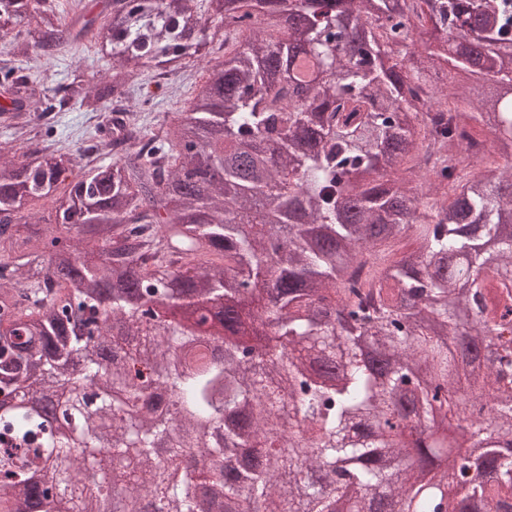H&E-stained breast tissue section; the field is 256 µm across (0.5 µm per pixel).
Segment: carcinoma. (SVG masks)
Returning <instances> with one entry per match:
<instances>
[{"instance_id": "1", "label": "carcinoma", "mask_w": 512, "mask_h": 512, "mask_svg": "<svg viewBox=\"0 0 512 512\" xmlns=\"http://www.w3.org/2000/svg\"><path fill=\"white\" fill-rule=\"evenodd\" d=\"M109 7L99 24L0 0V41L43 69L0 73L25 116L54 111L52 63L82 42L112 57L62 97L89 112L161 57L206 75L174 118L127 103L95 157L0 125L16 141L0 155V512H49L57 487L66 512H200L203 495L222 512H380L378 491L400 512H512V344L486 368L472 357L512 304V165L491 160L512 158V0ZM220 36L212 64L200 47ZM477 128L493 134L482 155ZM64 183L45 228L30 206ZM85 240L98 253L78 262ZM193 309L235 338L222 360L185 351L208 339L180 317ZM116 319L125 362L105 367ZM79 350L96 384L59 399ZM415 363V417L456 421L477 457L402 441ZM103 460L107 495L82 477Z\"/></svg>"}]
</instances>
